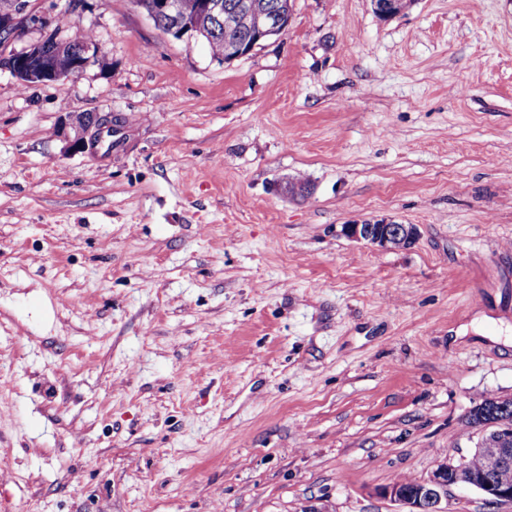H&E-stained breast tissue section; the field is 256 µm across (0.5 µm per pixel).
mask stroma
Instances as JSON below:
<instances>
[{"label":"stroma","instance_id":"1","mask_svg":"<svg viewBox=\"0 0 512 512\" xmlns=\"http://www.w3.org/2000/svg\"><path fill=\"white\" fill-rule=\"evenodd\" d=\"M38 3L97 57L0 66V512H395L468 459L512 397V0H294L229 63ZM381 219L420 237L341 232ZM65 124L75 130L76 135L71 145L80 150L85 149L86 146L98 144L102 130L106 125L111 128L110 131L112 132V120L103 122L99 116L91 112L71 114ZM341 232L349 239L377 250L395 249L404 242L415 243L418 238V229L414 224H395L385 220H376L366 223H350L343 225Z\"/></svg>","mask_w":512,"mask_h":512}]
</instances>
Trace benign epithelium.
<instances>
[{"label":"benign epithelium","instance_id":"obj_1","mask_svg":"<svg viewBox=\"0 0 512 512\" xmlns=\"http://www.w3.org/2000/svg\"><path fill=\"white\" fill-rule=\"evenodd\" d=\"M147 16L165 27L167 33L180 36L193 32L206 39L208 32L224 27V7L220 0H149ZM237 27L251 33L249 42L230 41L224 51V61L231 62L253 52L268 39L281 34L290 20V5L279 3L275 8L263 0H242L235 10ZM39 38L23 43L31 31ZM0 49L13 58L10 72L25 84H44L79 75L85 62L74 61L65 73L59 72L48 60V53L58 52L59 34L54 20L37 9L33 0H0ZM66 125L75 130L72 146L83 150L96 145L106 123L94 113L81 112L68 116ZM341 232L349 239L377 250H392L395 241L410 244L418 238L414 224H395L385 220L350 223ZM485 433H493L497 441L480 445L474 453L495 459L504 469L512 468V417L498 416L481 423ZM466 486L482 492L494 502L512 504V483L497 482L472 470L466 462L439 464L428 479L408 490L388 485L380 494L390 501L408 507V512H447L448 489Z\"/></svg>","mask_w":512,"mask_h":512}]
</instances>
